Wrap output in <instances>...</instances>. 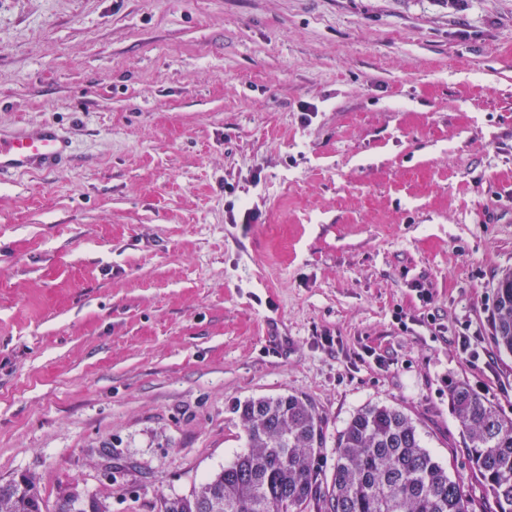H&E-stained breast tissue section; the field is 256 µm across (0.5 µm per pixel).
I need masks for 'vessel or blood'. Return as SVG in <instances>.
I'll use <instances>...</instances> for the list:
<instances>
[{"label":"vessel or blood","instance_id":"b4317fda","mask_svg":"<svg viewBox=\"0 0 512 512\" xmlns=\"http://www.w3.org/2000/svg\"><path fill=\"white\" fill-rule=\"evenodd\" d=\"M75 157L71 136L55 122L0 131V184L26 174L54 173Z\"/></svg>","mask_w":512,"mask_h":512}]
</instances>
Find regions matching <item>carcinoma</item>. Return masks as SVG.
<instances>
[{"label":"carcinoma","instance_id":"carcinoma-1","mask_svg":"<svg viewBox=\"0 0 512 512\" xmlns=\"http://www.w3.org/2000/svg\"><path fill=\"white\" fill-rule=\"evenodd\" d=\"M492 339L512 354V270L493 286ZM464 448L492 501L512 512V418L462 382L448 384ZM248 451L188 496L164 498L158 512H476L460 479L425 447L416 422L392 405L358 410L336 435V463L320 477L326 447L318 407L297 394L259 397L236 406ZM0 512H109L106 500L77 490L55 501L21 476L0 483Z\"/></svg>","mask_w":512,"mask_h":512}]
</instances>
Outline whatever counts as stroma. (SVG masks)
Here are the masks:
<instances>
[{
  "instance_id": "stroma-1",
  "label": "stroma",
  "mask_w": 512,
  "mask_h": 512,
  "mask_svg": "<svg viewBox=\"0 0 512 512\" xmlns=\"http://www.w3.org/2000/svg\"><path fill=\"white\" fill-rule=\"evenodd\" d=\"M45 120L78 160L0 185V481L157 512L295 393L323 469L394 405L481 495L448 382L512 415V0H0V126ZM492 339L500 353L512 354V270L503 272L493 286Z\"/></svg>"
}]
</instances>
